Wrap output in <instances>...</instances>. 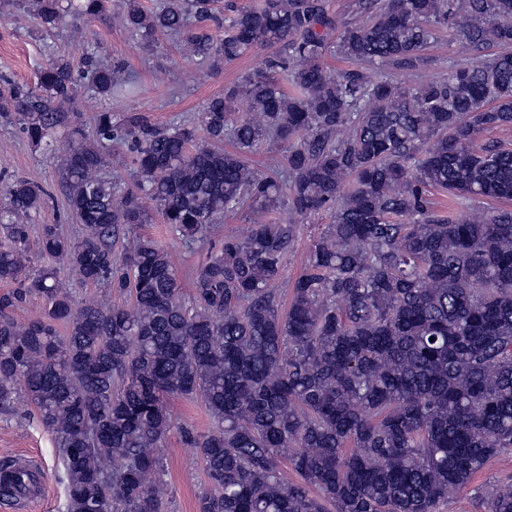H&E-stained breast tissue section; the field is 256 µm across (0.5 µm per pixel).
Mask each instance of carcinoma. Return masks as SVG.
I'll list each match as a JSON object with an SVG mask.
<instances>
[{"label": "carcinoma", "instance_id": "1", "mask_svg": "<svg viewBox=\"0 0 512 512\" xmlns=\"http://www.w3.org/2000/svg\"><path fill=\"white\" fill-rule=\"evenodd\" d=\"M108 0H25L44 30L92 19ZM116 0L135 36L165 32L185 60L219 70L258 47L264 71L208 99L196 123L153 125L69 111L79 90L110 98L119 66L87 49L50 58L31 86L0 79V121L53 148L68 216L81 234L23 220L48 190L24 177L0 188V410L24 398L54 436L66 512H168L157 449L174 429L167 400L199 397L213 427H179L199 449L208 490L199 512H436L512 449V210L457 222L454 201H512V148L477 142L512 124V0ZM471 57L413 87L441 30ZM357 68L332 74L324 59ZM247 111L233 110L237 100ZM232 142L219 150L214 143ZM283 147L275 171L247 157ZM128 146L134 187L106 174ZM162 222L194 240L232 212L261 215L224 235L184 298L168 251L136 239L120 260L119 229ZM331 223L312 244L282 311L273 284L295 227L281 205ZM57 259L85 286L123 304L74 297ZM40 317L20 321L31 300ZM296 474L290 480L281 463ZM0 495L31 487L8 461ZM512 512V484L486 491Z\"/></svg>", "mask_w": 512, "mask_h": 512}]
</instances>
